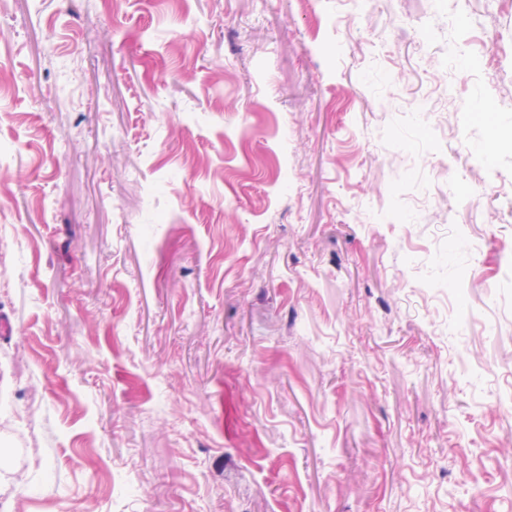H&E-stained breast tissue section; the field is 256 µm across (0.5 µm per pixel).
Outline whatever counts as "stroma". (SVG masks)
Wrapping results in <instances>:
<instances>
[{"mask_svg": "<svg viewBox=\"0 0 512 512\" xmlns=\"http://www.w3.org/2000/svg\"><path fill=\"white\" fill-rule=\"evenodd\" d=\"M0 317V512H512V0H0Z\"/></svg>", "mask_w": 512, "mask_h": 512, "instance_id": "stroma-1", "label": "stroma"}]
</instances>
